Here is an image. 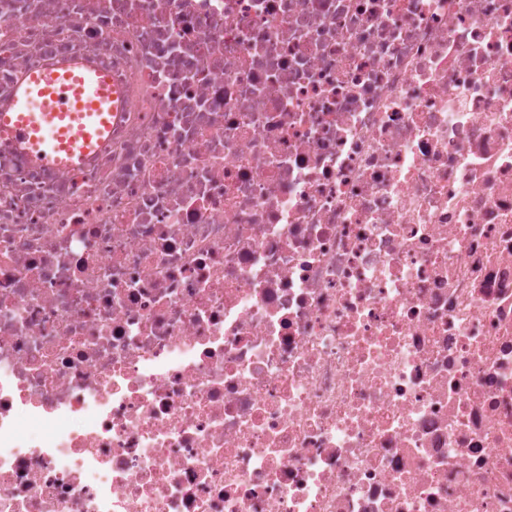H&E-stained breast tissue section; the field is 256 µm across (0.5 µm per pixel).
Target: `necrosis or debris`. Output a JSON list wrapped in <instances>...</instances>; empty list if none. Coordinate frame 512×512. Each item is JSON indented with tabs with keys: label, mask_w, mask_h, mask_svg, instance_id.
Wrapping results in <instances>:
<instances>
[{
	"label": "necrosis or debris",
	"mask_w": 512,
	"mask_h": 512,
	"mask_svg": "<svg viewBox=\"0 0 512 512\" xmlns=\"http://www.w3.org/2000/svg\"><path fill=\"white\" fill-rule=\"evenodd\" d=\"M0 512H512V0H0ZM120 97L108 75L80 61L31 72L0 109V137L35 164L71 171L109 135Z\"/></svg>",
	"instance_id": "4bbe7bcc"
}]
</instances>
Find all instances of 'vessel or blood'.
Listing matches in <instances>:
<instances>
[{
	"label": "vessel or blood",
	"instance_id": "obj_1",
	"mask_svg": "<svg viewBox=\"0 0 512 512\" xmlns=\"http://www.w3.org/2000/svg\"><path fill=\"white\" fill-rule=\"evenodd\" d=\"M119 102L111 78L83 62L35 71L0 109V138L35 164L71 171L109 135Z\"/></svg>",
	"mask_w": 512,
	"mask_h": 512
}]
</instances>
